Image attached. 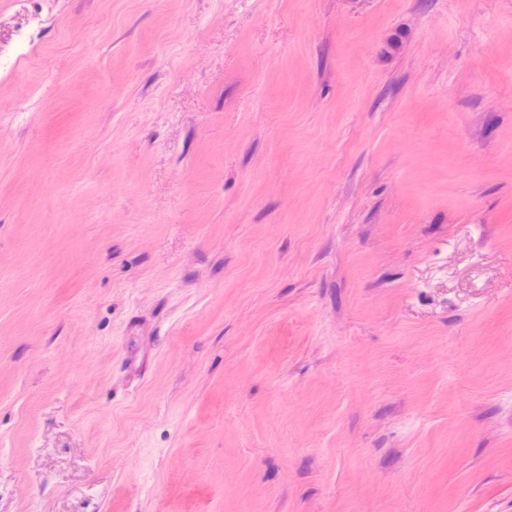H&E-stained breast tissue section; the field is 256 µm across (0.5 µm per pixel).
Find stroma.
<instances>
[{"mask_svg": "<svg viewBox=\"0 0 512 512\" xmlns=\"http://www.w3.org/2000/svg\"><path fill=\"white\" fill-rule=\"evenodd\" d=\"M0 512H512V0H0Z\"/></svg>", "mask_w": 512, "mask_h": 512, "instance_id": "1", "label": "stroma"}]
</instances>
